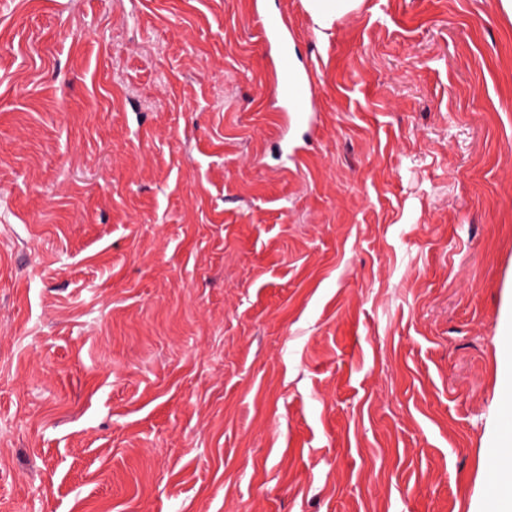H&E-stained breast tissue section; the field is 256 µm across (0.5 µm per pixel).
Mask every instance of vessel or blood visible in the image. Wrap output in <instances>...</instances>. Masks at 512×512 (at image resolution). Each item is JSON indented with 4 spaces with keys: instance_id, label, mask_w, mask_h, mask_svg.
<instances>
[{
    "instance_id": "obj_1",
    "label": "vessel or blood",
    "mask_w": 512,
    "mask_h": 512,
    "mask_svg": "<svg viewBox=\"0 0 512 512\" xmlns=\"http://www.w3.org/2000/svg\"><path fill=\"white\" fill-rule=\"evenodd\" d=\"M265 45L273 49L283 79L279 90L287 116L296 124L310 126L316 119L313 67L296 65V39L287 18L278 11L257 15Z\"/></svg>"
}]
</instances>
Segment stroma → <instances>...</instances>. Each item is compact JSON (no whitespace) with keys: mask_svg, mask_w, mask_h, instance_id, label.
<instances>
[{"mask_svg":"<svg viewBox=\"0 0 512 512\" xmlns=\"http://www.w3.org/2000/svg\"><path fill=\"white\" fill-rule=\"evenodd\" d=\"M507 326L499 0H0V512H489ZM306 10L311 16L317 34L333 27L346 14L356 10L362 0H306ZM264 44L273 49L278 58V66L283 79L279 90L285 115L297 125L311 126L316 119L314 109L312 66L299 70L296 65V39L288 19L281 11L257 13Z\"/></svg>","mask_w":512,"mask_h":512,"instance_id":"obj_1","label":"stroma"}]
</instances>
